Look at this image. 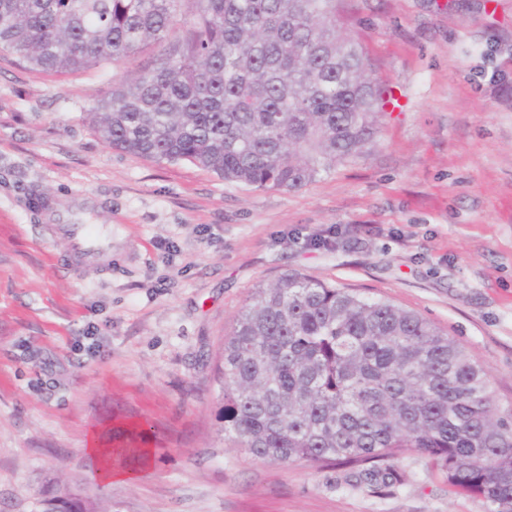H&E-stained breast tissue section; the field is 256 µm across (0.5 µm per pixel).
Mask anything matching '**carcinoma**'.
<instances>
[{
	"label": "carcinoma",
	"instance_id": "carcinoma-1",
	"mask_svg": "<svg viewBox=\"0 0 512 512\" xmlns=\"http://www.w3.org/2000/svg\"><path fill=\"white\" fill-rule=\"evenodd\" d=\"M343 0H0V54L68 73L159 47L86 112L112 148L295 191L363 153L385 88ZM224 435L254 458L348 467L369 485L421 454L512 512V418L485 369L416 312L300 272L258 288L224 343ZM141 448H114L115 466ZM40 512H109L49 486Z\"/></svg>",
	"mask_w": 512,
	"mask_h": 512
}]
</instances>
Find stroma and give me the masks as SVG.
Listing matches in <instances>:
<instances>
[{
  "label": "stroma",
  "mask_w": 512,
  "mask_h": 512,
  "mask_svg": "<svg viewBox=\"0 0 512 512\" xmlns=\"http://www.w3.org/2000/svg\"><path fill=\"white\" fill-rule=\"evenodd\" d=\"M344 7L397 104L362 155L290 192L113 150L85 118L111 65L0 55V512H38L60 479L110 512H485L426 456L378 492L222 433L224 340L290 271L422 315L512 415V0ZM61 223L111 226V256L66 270ZM130 440L148 463L98 480L96 449Z\"/></svg>",
  "instance_id": "1"
}]
</instances>
